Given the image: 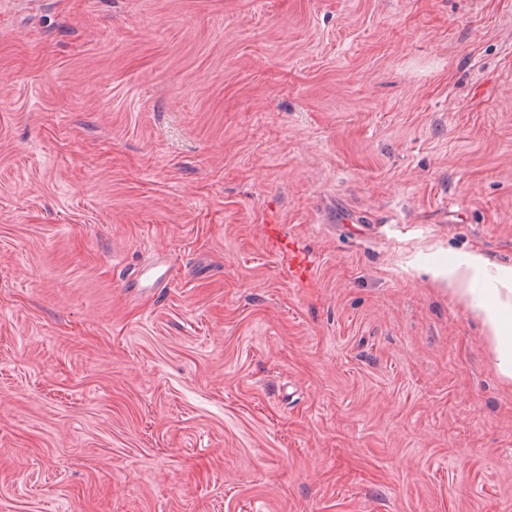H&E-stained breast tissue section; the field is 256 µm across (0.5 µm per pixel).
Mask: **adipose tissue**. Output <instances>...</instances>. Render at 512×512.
Wrapping results in <instances>:
<instances>
[{
    "label": "adipose tissue",
    "instance_id": "1",
    "mask_svg": "<svg viewBox=\"0 0 512 512\" xmlns=\"http://www.w3.org/2000/svg\"><path fill=\"white\" fill-rule=\"evenodd\" d=\"M449 282L458 284L484 321L497 343L498 367L512 378V300L504 298L512 288V267L488 268L476 253L458 255L448 268Z\"/></svg>",
    "mask_w": 512,
    "mask_h": 512
}]
</instances>
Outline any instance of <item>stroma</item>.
I'll use <instances>...</instances> for the list:
<instances>
[{"mask_svg":"<svg viewBox=\"0 0 512 512\" xmlns=\"http://www.w3.org/2000/svg\"><path fill=\"white\" fill-rule=\"evenodd\" d=\"M463 252L512 266V0H7L0 512H512ZM264 241L267 249L279 255L288 257V271L295 279L301 280L309 275L312 261L310 257L293 247V244L283 231L282 224L270 222L264 224Z\"/></svg>","mask_w":512,"mask_h":512,"instance_id":"35a3bbf8","label":"stroma"}]
</instances>
